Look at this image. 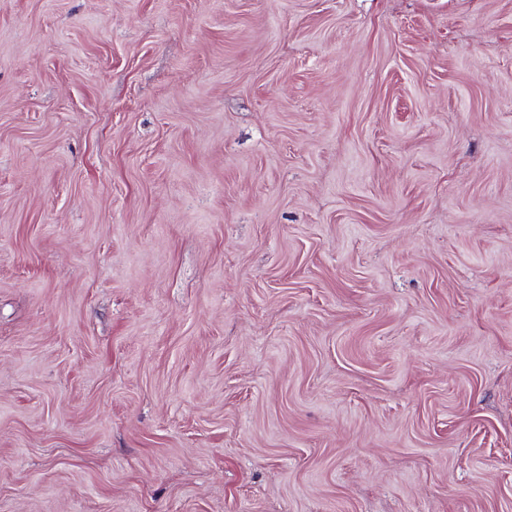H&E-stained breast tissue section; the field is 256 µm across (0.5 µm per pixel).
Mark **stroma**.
Segmentation results:
<instances>
[{
  "label": "stroma",
  "instance_id": "1",
  "mask_svg": "<svg viewBox=\"0 0 512 512\" xmlns=\"http://www.w3.org/2000/svg\"><path fill=\"white\" fill-rule=\"evenodd\" d=\"M0 512H512V0H0Z\"/></svg>",
  "mask_w": 512,
  "mask_h": 512
}]
</instances>
